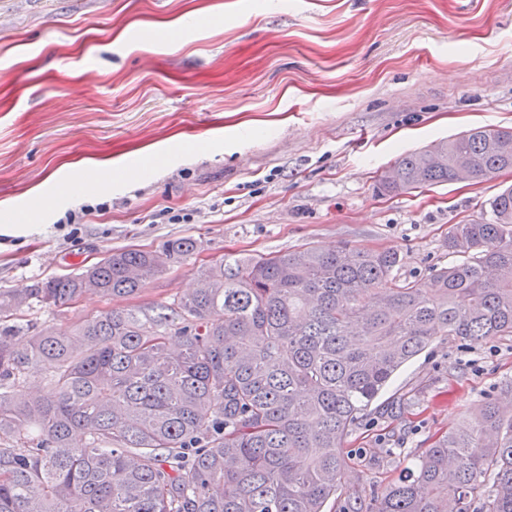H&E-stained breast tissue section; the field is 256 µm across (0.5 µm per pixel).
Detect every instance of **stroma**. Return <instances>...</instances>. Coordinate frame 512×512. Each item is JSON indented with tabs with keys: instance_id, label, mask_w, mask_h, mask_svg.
Instances as JSON below:
<instances>
[{
	"instance_id": "35a3bbf8",
	"label": "stroma",
	"mask_w": 512,
	"mask_h": 512,
	"mask_svg": "<svg viewBox=\"0 0 512 512\" xmlns=\"http://www.w3.org/2000/svg\"><path fill=\"white\" fill-rule=\"evenodd\" d=\"M476 126L512 129V0H0V221L35 213L0 236V288L177 238L198 253L137 304H171L228 255L342 243L397 251V278L427 285L457 261L449 226L512 171L395 197L378 177ZM84 204L67 237L58 220ZM115 305L90 293L24 319L68 327ZM511 379V337L437 339L344 439L350 466L326 512L397 480Z\"/></svg>"
}]
</instances>
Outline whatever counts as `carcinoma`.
Masks as SVG:
<instances>
[{"label":"carcinoma","mask_w":512,"mask_h":512,"mask_svg":"<svg viewBox=\"0 0 512 512\" xmlns=\"http://www.w3.org/2000/svg\"><path fill=\"white\" fill-rule=\"evenodd\" d=\"M512 170V130L475 127L401 155L386 195ZM198 243L107 251L77 273L0 288V512H324L342 440L391 376L442 336H512V186L448 227L430 286L395 251L311 246L227 257L167 306L68 329L14 319L83 293L132 297ZM32 367L53 387L28 386ZM512 383L423 449L398 482L342 512H512Z\"/></svg>","instance_id":"carcinoma-1"}]
</instances>
